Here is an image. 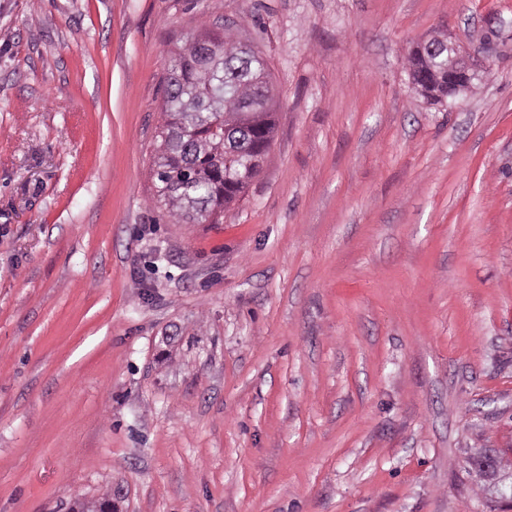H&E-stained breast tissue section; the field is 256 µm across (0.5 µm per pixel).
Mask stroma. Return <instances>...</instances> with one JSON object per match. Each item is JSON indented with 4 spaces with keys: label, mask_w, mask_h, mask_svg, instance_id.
<instances>
[{
    "label": "stroma",
    "mask_w": 512,
    "mask_h": 512,
    "mask_svg": "<svg viewBox=\"0 0 512 512\" xmlns=\"http://www.w3.org/2000/svg\"><path fill=\"white\" fill-rule=\"evenodd\" d=\"M231 28L278 124L219 224L151 176ZM447 33L454 106L412 88ZM512 0H0V512H512Z\"/></svg>",
    "instance_id": "35a3bbf8"
}]
</instances>
